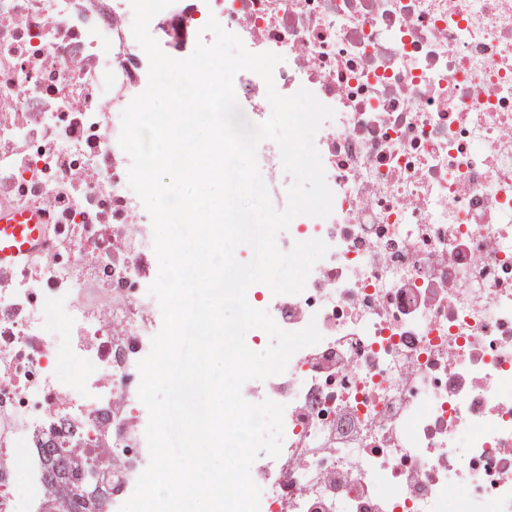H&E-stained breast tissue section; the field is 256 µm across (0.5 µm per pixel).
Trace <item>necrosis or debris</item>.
Segmentation results:
<instances>
[{"label": "necrosis or debris", "instance_id": "obj_1", "mask_svg": "<svg viewBox=\"0 0 512 512\" xmlns=\"http://www.w3.org/2000/svg\"><path fill=\"white\" fill-rule=\"evenodd\" d=\"M212 16L281 55L280 94L335 111L314 139L333 211L277 238L329 250L301 293L247 292L322 335L268 380L284 437L251 468L260 512H512V0H173L150 31L210 43ZM132 20L130 0H0V212L40 213L47 241L0 265V512H58L48 440L90 512L149 463L156 258L118 144L148 83ZM234 85L265 121L263 79Z\"/></svg>", "mask_w": 512, "mask_h": 512}]
</instances>
